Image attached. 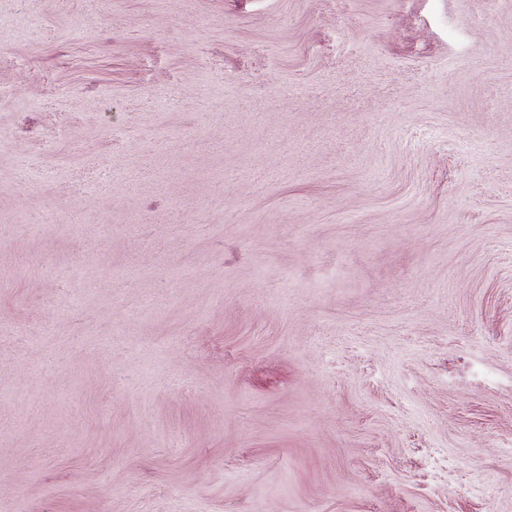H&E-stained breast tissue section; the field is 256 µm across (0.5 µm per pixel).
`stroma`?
<instances>
[{"instance_id":"obj_1","label":"stroma","mask_w":512,"mask_h":512,"mask_svg":"<svg viewBox=\"0 0 512 512\" xmlns=\"http://www.w3.org/2000/svg\"><path fill=\"white\" fill-rule=\"evenodd\" d=\"M0 512H512V0H0Z\"/></svg>"}]
</instances>
